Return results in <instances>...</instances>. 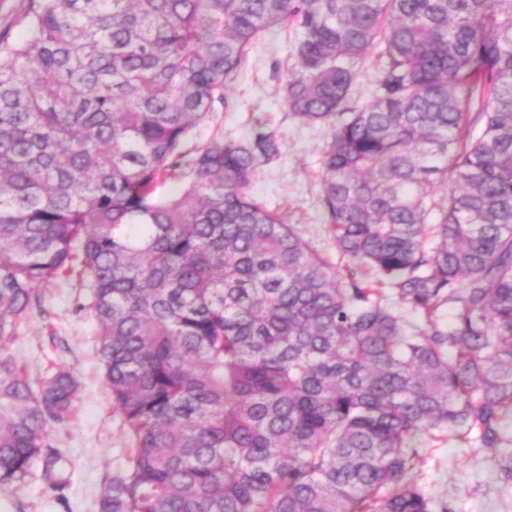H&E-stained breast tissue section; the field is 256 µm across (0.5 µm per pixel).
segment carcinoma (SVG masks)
I'll use <instances>...</instances> for the list:
<instances>
[{
  "mask_svg": "<svg viewBox=\"0 0 512 512\" xmlns=\"http://www.w3.org/2000/svg\"><path fill=\"white\" fill-rule=\"evenodd\" d=\"M26 18L0 36V341L38 286L87 289L132 443L98 512H449L415 480L421 439L512 447V0H29ZM273 26L295 32L274 65L290 114L329 131L342 266L249 194L281 155L264 120L186 148ZM78 396L0 351L1 491L36 466L67 487L50 431ZM360 76L354 89L352 100L357 104H364L370 101V91L374 77V70L371 62H366L358 67Z\"/></svg>",
  "mask_w": 512,
  "mask_h": 512,
  "instance_id": "1",
  "label": "carcinoma"
}]
</instances>
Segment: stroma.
Masks as SVG:
<instances>
[{
    "label": "stroma",
    "instance_id": "stroma-1",
    "mask_svg": "<svg viewBox=\"0 0 512 512\" xmlns=\"http://www.w3.org/2000/svg\"><path fill=\"white\" fill-rule=\"evenodd\" d=\"M287 51L279 28L268 29L240 78L226 90L231 106L213 113L194 134V142L221 135L245 139L253 120L265 118L281 139V156L258 170L252 192L269 208L287 218L310 245L329 259L337 253L320 205L321 156L327 130L292 118L280 93L272 65ZM40 308L16 337L4 345L31 379L47 369L71 372L80 384L76 406L51 439L70 462V483L63 495L47 492L41 476H33L13 492H0V512H97L103 478L111 473L129 438L120 416L113 412L102 367L98 361V328L88 307L87 291L76 280H57L37 290ZM498 448H479L453 439L422 444L417 477L422 491L447 501L453 512H512V485L497 470Z\"/></svg>",
    "mask_w": 512,
    "mask_h": 512
}]
</instances>
